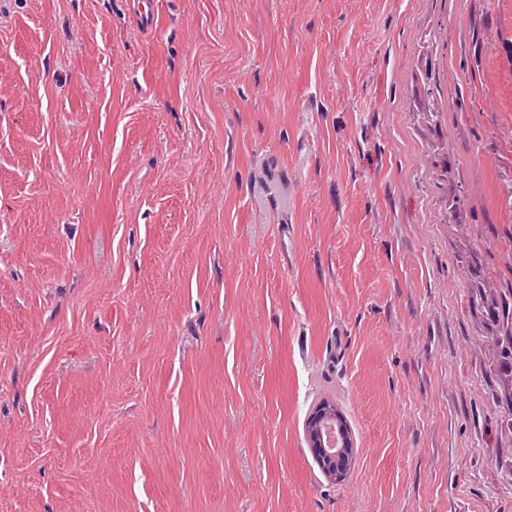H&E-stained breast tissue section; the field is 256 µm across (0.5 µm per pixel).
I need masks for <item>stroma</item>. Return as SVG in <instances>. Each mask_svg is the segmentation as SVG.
I'll use <instances>...</instances> for the list:
<instances>
[{
    "mask_svg": "<svg viewBox=\"0 0 512 512\" xmlns=\"http://www.w3.org/2000/svg\"><path fill=\"white\" fill-rule=\"evenodd\" d=\"M152 2L0 13V512H512V0ZM340 433L342 434V436H344V439L343 442L340 443V439L338 437V434L336 433V446H328L322 436H320V438H317L316 435H314V444L312 445V447H315L312 449L316 456L318 457L319 461L322 464H325V466L332 469L333 471L334 469L336 470V479L338 480L343 478L344 469H348L349 460L345 461L344 469H336V459L337 457L347 459L346 452L351 454V448H343L351 446L350 439L346 437L345 428H340Z\"/></svg>",
    "mask_w": 512,
    "mask_h": 512,
    "instance_id": "stroma-1",
    "label": "stroma"
}]
</instances>
